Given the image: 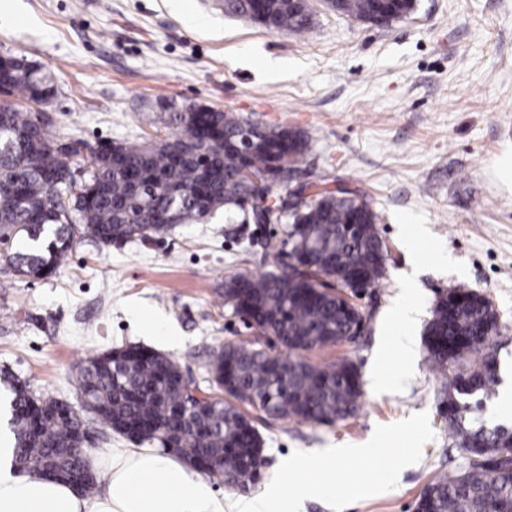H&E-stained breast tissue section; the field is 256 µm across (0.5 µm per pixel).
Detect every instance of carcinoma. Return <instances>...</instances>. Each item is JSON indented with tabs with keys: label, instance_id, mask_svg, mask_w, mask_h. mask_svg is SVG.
<instances>
[{
	"label": "carcinoma",
	"instance_id": "cac0c4a2",
	"mask_svg": "<svg viewBox=\"0 0 512 512\" xmlns=\"http://www.w3.org/2000/svg\"><path fill=\"white\" fill-rule=\"evenodd\" d=\"M379 0H336V12L369 22ZM228 14L294 34L310 26L309 3L291 0H224ZM25 58L10 56L0 68V93L45 101L50 78L36 69L18 71ZM177 131L155 143L121 142L114 150L81 140L60 141L41 115L15 104L0 106V261L15 275L44 278L55 273L75 239L101 246L138 237L161 238L173 228L161 222L169 209L179 223H200L222 208L230 224H270L273 207L257 196L254 179L297 168L310 139L283 127H263L230 112L193 109L170 113ZM252 126L273 149L240 155L232 144ZM88 158L80 206L67 208L70 169ZM169 188L181 191L177 196ZM378 214L366 195L337 188L319 192L287 229L266 237V256L281 262L286 250L306 253L313 268L288 267L259 276L224 280V305L250 318L262 337H275L288 355L269 353L259 341L229 345L211 363L214 381L228 399L194 397L183 383L178 360L162 353L133 356L108 350L85 358L78 371L80 393L102 412L97 422L140 443L175 445L186 461L224 460V475L245 490L260 479L263 440L252 420L230 399L246 402L269 419L332 424L360 407L357 368L340 361L325 367L303 353L346 340L359 311L336 292L341 273L353 268L368 287L384 273ZM497 315L480 292L457 285L438 297L425 331L428 360L442 371L455 366L443 401L448 433L458 438L466 467L426 485L415 512H512V428L488 427L467 417V398L488 397L497 384L496 358L488 352ZM10 395L12 433L20 467L73 483L81 493L96 478L80 451L85 420L68 405L39 398L15 378L3 381Z\"/></svg>",
	"mask_w": 512,
	"mask_h": 512
}]
</instances>
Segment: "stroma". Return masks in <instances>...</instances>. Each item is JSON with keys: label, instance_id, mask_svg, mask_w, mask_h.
Here are the masks:
<instances>
[{"label": "stroma", "instance_id": "1", "mask_svg": "<svg viewBox=\"0 0 512 512\" xmlns=\"http://www.w3.org/2000/svg\"><path fill=\"white\" fill-rule=\"evenodd\" d=\"M309 4L312 24L297 35L228 16L222 0H0V57L50 73L54 91L34 110L54 135L93 146L165 138L171 112L204 106L311 137L300 182L372 198L387 255L378 286L356 300L365 332L306 354L357 367L358 411L316 425L239 409L264 441V485L290 457L375 448L304 474L320 491L297 512H414L428 483L466 462L441 414L446 377L424 344L439 295L465 284L490 297L492 346L512 374V182L499 174L512 157V0H419L388 25ZM281 230L228 224L218 210L160 239L79 242L43 279L0 271V374L79 412L81 362L140 347L172 354L192 389L217 395L215 354L256 334L225 306L224 280L271 270L261 240ZM408 277L422 293L411 356L391 347Z\"/></svg>", "mask_w": 512, "mask_h": 512}]
</instances>
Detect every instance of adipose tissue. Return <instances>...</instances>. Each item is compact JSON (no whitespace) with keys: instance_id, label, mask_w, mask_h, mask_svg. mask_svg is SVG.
Instances as JSON below:
<instances>
[{"instance_id":"ef3b65f1","label":"adipose tissue","mask_w":512,"mask_h":512,"mask_svg":"<svg viewBox=\"0 0 512 512\" xmlns=\"http://www.w3.org/2000/svg\"><path fill=\"white\" fill-rule=\"evenodd\" d=\"M88 462L99 483L92 497L66 481L28 475L16 463L8 425L0 422V512H224L209 482L172 453L92 449ZM309 492L283 479L237 502V512H278L284 499L296 501Z\"/></svg>"}]
</instances>
